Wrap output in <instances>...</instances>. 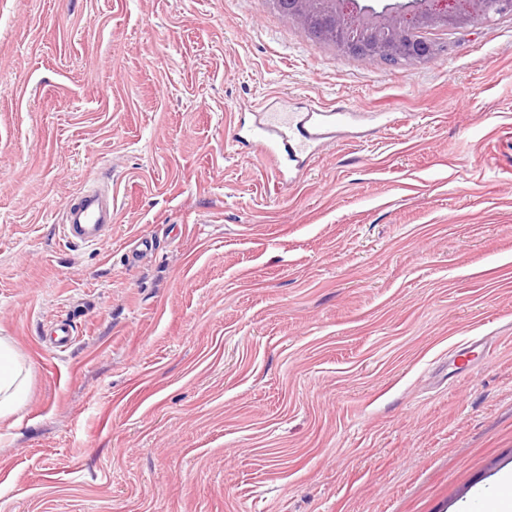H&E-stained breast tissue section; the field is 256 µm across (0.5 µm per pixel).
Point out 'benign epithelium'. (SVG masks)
Wrapping results in <instances>:
<instances>
[{
  "mask_svg": "<svg viewBox=\"0 0 512 512\" xmlns=\"http://www.w3.org/2000/svg\"><path fill=\"white\" fill-rule=\"evenodd\" d=\"M308 3L294 0L285 18L318 40L320 36L309 26ZM324 4L336 19V39L331 45L338 55L364 61L405 57L414 65L428 63L448 50L447 43L433 38L436 32L512 16V0H495L491 15L488 0H324ZM352 26L370 36L367 47L358 49L341 37L342 31Z\"/></svg>",
  "mask_w": 512,
  "mask_h": 512,
  "instance_id": "obj_1",
  "label": "benign epithelium"
}]
</instances>
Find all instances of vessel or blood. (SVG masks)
Listing matches in <instances>:
<instances>
[{"mask_svg": "<svg viewBox=\"0 0 512 512\" xmlns=\"http://www.w3.org/2000/svg\"><path fill=\"white\" fill-rule=\"evenodd\" d=\"M349 110L324 111L314 106L306 112L263 115L261 126L241 130L234 128V140H248L269 162H276L282 150H292L294 138L315 141L330 134L337 121L349 117ZM62 239L78 246L100 244L112 232V191L104 185H92L68 202L59 220Z\"/></svg>", "mask_w": 512, "mask_h": 512, "instance_id": "b4317fda", "label": "vessel or blood"}]
</instances>
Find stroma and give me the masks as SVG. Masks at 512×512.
<instances>
[{"instance_id":"1","label":"stroma","mask_w":512,"mask_h":512,"mask_svg":"<svg viewBox=\"0 0 512 512\" xmlns=\"http://www.w3.org/2000/svg\"><path fill=\"white\" fill-rule=\"evenodd\" d=\"M448 42L403 68L265 0H0V336L32 369L0 512H489L512 474V17ZM313 101L358 116L291 184L229 137ZM97 181L112 236L66 244Z\"/></svg>"}]
</instances>
